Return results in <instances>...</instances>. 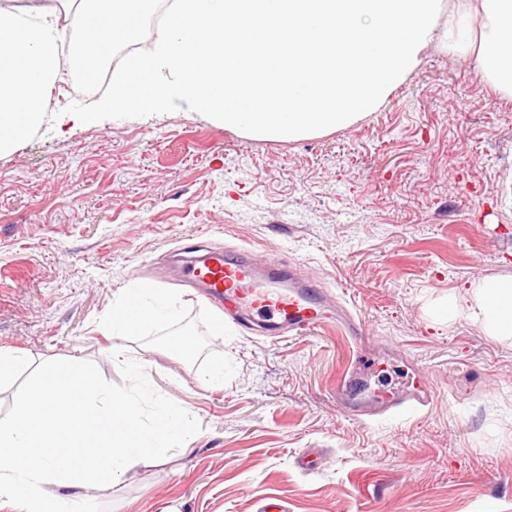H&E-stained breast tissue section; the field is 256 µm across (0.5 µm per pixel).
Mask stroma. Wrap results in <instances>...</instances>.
I'll return each mask as SVG.
<instances>
[{
  "instance_id": "1",
  "label": "stroma",
  "mask_w": 512,
  "mask_h": 512,
  "mask_svg": "<svg viewBox=\"0 0 512 512\" xmlns=\"http://www.w3.org/2000/svg\"><path fill=\"white\" fill-rule=\"evenodd\" d=\"M246 247L300 264L361 327L271 337L225 322L168 277L173 250ZM512 276V99L437 45L353 126L256 140L193 112L42 124L0 155V418L40 362L122 383L113 348L191 412L198 433L99 496L108 512H512V341L435 304ZM176 303L106 336L124 288ZM224 366L223 387L203 382ZM427 380L428 409L355 419L336 386Z\"/></svg>"
}]
</instances>
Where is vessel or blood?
I'll list each match as a JSON object with an SVG mask.
<instances>
[{
  "label": "vessel or blood",
  "instance_id": "1",
  "mask_svg": "<svg viewBox=\"0 0 512 512\" xmlns=\"http://www.w3.org/2000/svg\"><path fill=\"white\" fill-rule=\"evenodd\" d=\"M177 282L194 288L205 300L223 306L234 320L261 318L267 335L281 336L333 324L351 332L352 316L329 299L299 264L242 249H215L185 261ZM337 394L355 415L368 417L401 407L433 405L434 391L421 383L395 394L367 396L359 378L345 379Z\"/></svg>",
  "mask_w": 512,
  "mask_h": 512
}]
</instances>
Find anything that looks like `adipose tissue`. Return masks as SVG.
<instances>
[{
  "mask_svg": "<svg viewBox=\"0 0 512 512\" xmlns=\"http://www.w3.org/2000/svg\"><path fill=\"white\" fill-rule=\"evenodd\" d=\"M155 0H60L59 6L19 7L0 0V153L10 151L39 128L46 116L51 85L61 66L88 70L92 53L112 55L120 45L140 40L144 19ZM81 37L80 50L59 56L62 22ZM176 313L171 300L151 283L126 288L107 322V333L125 334L147 324L160 325ZM479 323L487 335L512 339V276L478 280L467 303L449 297L439 303L436 317L460 315Z\"/></svg>",
  "mask_w": 512,
  "mask_h": 512,
  "instance_id": "1",
  "label": "adipose tissue"
}]
</instances>
